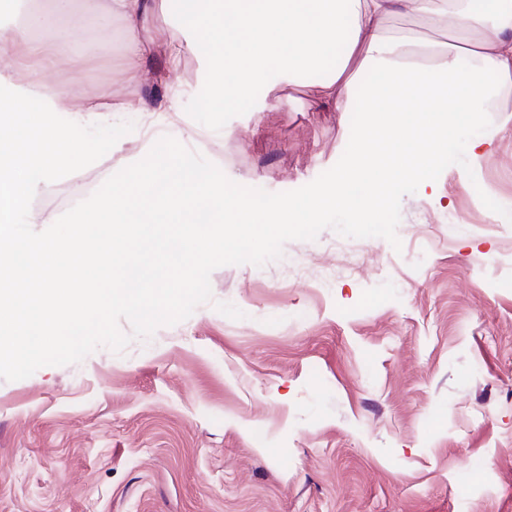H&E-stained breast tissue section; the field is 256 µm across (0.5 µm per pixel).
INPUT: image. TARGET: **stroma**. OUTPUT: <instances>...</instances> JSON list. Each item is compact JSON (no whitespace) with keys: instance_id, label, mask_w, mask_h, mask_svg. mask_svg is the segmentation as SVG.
Instances as JSON below:
<instances>
[{"instance_id":"1","label":"stroma","mask_w":512,"mask_h":512,"mask_svg":"<svg viewBox=\"0 0 512 512\" xmlns=\"http://www.w3.org/2000/svg\"><path fill=\"white\" fill-rule=\"evenodd\" d=\"M99 6L77 0L70 23L100 46L85 89L169 107L144 134L130 111L76 127L99 159L32 194L26 236L65 230L165 135L271 193L341 157L351 115L314 111L303 75L269 71L236 104L208 95L198 55L123 85L121 22L82 21ZM271 87L279 105L260 111ZM491 122L467 166L402 198L401 250L327 228L264 266L215 269L209 302L123 352L0 378V512H512V222L479 198L512 209V117Z\"/></svg>"}]
</instances>
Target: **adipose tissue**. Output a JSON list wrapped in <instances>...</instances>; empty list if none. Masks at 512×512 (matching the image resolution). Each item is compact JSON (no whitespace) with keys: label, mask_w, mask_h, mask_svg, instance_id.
Masks as SVG:
<instances>
[{"label":"adipose tissue","mask_w":512,"mask_h":512,"mask_svg":"<svg viewBox=\"0 0 512 512\" xmlns=\"http://www.w3.org/2000/svg\"><path fill=\"white\" fill-rule=\"evenodd\" d=\"M75 0H0V44L11 47L15 67L0 66V223L11 224L36 188H50L58 175L74 173L98 157L96 142L75 140L82 124L106 123L115 112L131 109L128 100L101 86L104 105L80 96L79 78H44L41 66L79 68L95 58L94 42L75 46L69 20ZM151 0H106L88 14L91 27L109 19L125 23V67L137 73L149 50L163 53L170 70L196 53L198 41L185 27L206 26L224 38L211 43L205 80L213 97L249 101L254 87L273 69L291 74L322 72L320 107L370 113L352 134L349 163L335 185L313 199L316 210L357 206L361 215L379 217L399 184L426 178L446 155L464 120L485 112L512 113V0H191L184 29L160 26L152 39L143 22ZM404 15L424 32L389 29V18ZM379 74L357 104L349 91L356 77ZM427 101L410 117L408 104ZM368 177L360 197L349 189ZM296 206L274 202L270 212L288 228ZM112 216L109 231L91 238L85 231L92 214ZM274 225V226H277ZM274 226L259 223L249 202L223 180L199 178L170 141L157 142L143 174L110 177L92 211L74 213L66 232L33 241L14 239L12 251L0 248V352L14 362L50 353L74 342L88 316L115 306L145 320L173 315L181 288L193 286L208 262L223 258L224 239L271 238ZM125 240V254L112 249ZM42 254L40 269L12 273L13 251ZM159 259L154 271L141 264L140 252ZM93 257L99 275L92 285L67 279V266Z\"/></svg>","instance_id":"adipose-tissue-1"}]
</instances>
